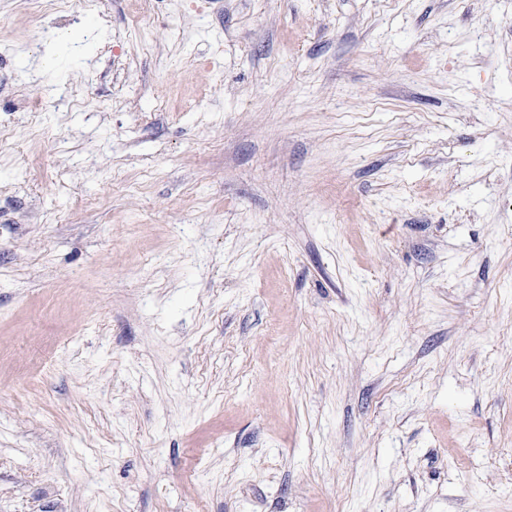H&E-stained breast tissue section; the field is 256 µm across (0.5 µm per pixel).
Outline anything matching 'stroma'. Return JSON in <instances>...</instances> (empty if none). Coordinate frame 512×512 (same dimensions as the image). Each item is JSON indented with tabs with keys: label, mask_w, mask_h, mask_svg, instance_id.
Listing matches in <instances>:
<instances>
[{
	"label": "stroma",
	"mask_w": 512,
	"mask_h": 512,
	"mask_svg": "<svg viewBox=\"0 0 512 512\" xmlns=\"http://www.w3.org/2000/svg\"><path fill=\"white\" fill-rule=\"evenodd\" d=\"M0 512H512V0H0Z\"/></svg>",
	"instance_id": "stroma-1"
}]
</instances>
